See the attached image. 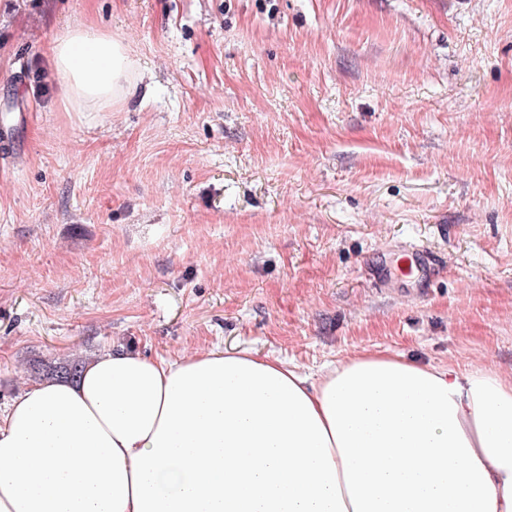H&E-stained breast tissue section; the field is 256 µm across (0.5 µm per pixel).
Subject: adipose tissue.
Segmentation results:
<instances>
[{
  "label": "adipose tissue",
  "instance_id": "adipose-tissue-1",
  "mask_svg": "<svg viewBox=\"0 0 512 512\" xmlns=\"http://www.w3.org/2000/svg\"><path fill=\"white\" fill-rule=\"evenodd\" d=\"M51 55L72 111L132 97L111 32L69 27ZM0 512H512V376L105 349L0 410Z\"/></svg>",
  "mask_w": 512,
  "mask_h": 512
}]
</instances>
